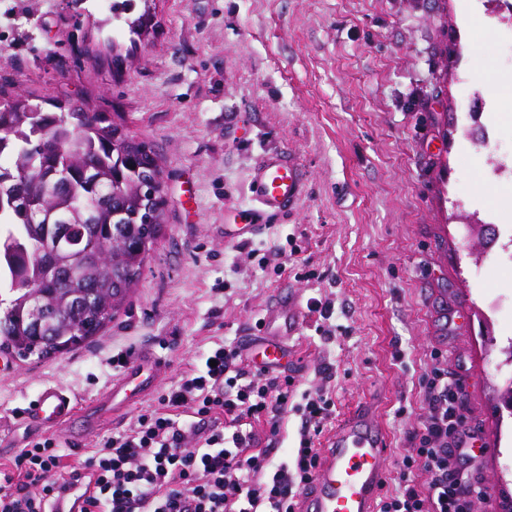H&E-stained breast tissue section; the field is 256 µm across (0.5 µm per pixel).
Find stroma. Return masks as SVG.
<instances>
[{"label": "stroma", "instance_id": "stroma-1", "mask_svg": "<svg viewBox=\"0 0 512 512\" xmlns=\"http://www.w3.org/2000/svg\"><path fill=\"white\" fill-rule=\"evenodd\" d=\"M494 0H154L139 44L99 29L96 0H0V88L87 98L160 156L165 224L137 285L99 336L54 359L0 353V431L46 384L85 407L119 377L112 357L149 350L175 385L211 337L251 332L282 282L297 289L289 337L301 387L334 364L337 414L369 396L390 439L386 493L422 411L419 381L441 351L465 360L470 418L495 448L475 470L474 512H512V417L495 365L505 344L487 307L507 275L473 250L466 220L512 225V186L488 184L471 148L485 124L512 129L499 79ZM118 47L110 49L108 38ZM123 62L113 66L111 56ZM288 148L306 179L297 207L249 243L284 252L283 271L236 253L261 156ZM343 333L320 340L313 297Z\"/></svg>", "mask_w": 512, "mask_h": 512}]
</instances>
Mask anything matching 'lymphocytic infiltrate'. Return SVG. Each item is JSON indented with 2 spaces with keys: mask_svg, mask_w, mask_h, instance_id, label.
Instances as JSON below:
<instances>
[{
  "mask_svg": "<svg viewBox=\"0 0 512 512\" xmlns=\"http://www.w3.org/2000/svg\"><path fill=\"white\" fill-rule=\"evenodd\" d=\"M314 373L320 387L302 390L286 372L250 366L237 343L215 341L154 405L85 456L71 458L51 436L0 463V512H43L70 481L85 486L82 512H295L320 465L316 440L335 416L333 366L320 362ZM423 388L400 487L380 499L378 512H473L484 491L472 476L476 436L464 428L455 382L437 361ZM288 413L301 419L298 444L277 458Z\"/></svg>",
  "mask_w": 512,
  "mask_h": 512,
  "instance_id": "obj_1",
  "label": "lymphocytic infiltrate"
}]
</instances>
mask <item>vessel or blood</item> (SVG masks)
Listing matches in <instances>:
<instances>
[{
  "label": "vessel or blood",
  "instance_id": "b4317fda",
  "mask_svg": "<svg viewBox=\"0 0 512 512\" xmlns=\"http://www.w3.org/2000/svg\"><path fill=\"white\" fill-rule=\"evenodd\" d=\"M306 182L294 155L266 153L250 181L255 212L276 216L292 211ZM291 289H281L262 314L261 336L248 339L256 366H280L288 357V338L300 325ZM165 372L162 362L141 352L99 400L96 413L75 416L69 393L59 386L42 388L22 410L24 420L39 429L67 428L71 442L94 429L100 415H116L153 391ZM387 437L371 408L360 404L337 427L312 483L301 494L298 512H377L387 478Z\"/></svg>",
  "mask_w": 512,
  "mask_h": 512
}]
</instances>
